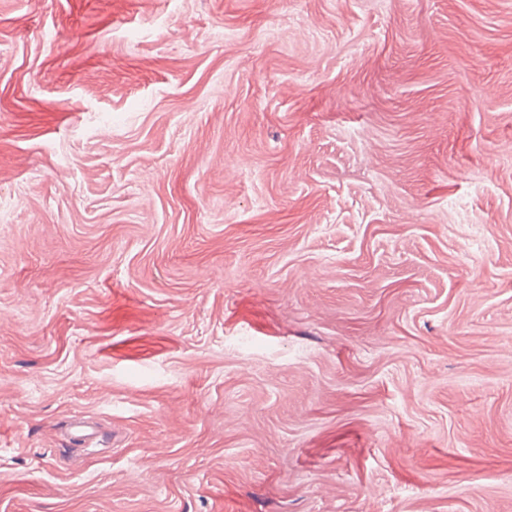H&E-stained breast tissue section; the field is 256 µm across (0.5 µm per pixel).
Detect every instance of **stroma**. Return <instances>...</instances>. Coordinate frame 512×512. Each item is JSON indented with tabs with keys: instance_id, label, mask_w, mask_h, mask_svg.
Instances as JSON below:
<instances>
[{
	"instance_id": "35a3bbf8",
	"label": "stroma",
	"mask_w": 512,
	"mask_h": 512,
	"mask_svg": "<svg viewBox=\"0 0 512 512\" xmlns=\"http://www.w3.org/2000/svg\"><path fill=\"white\" fill-rule=\"evenodd\" d=\"M512 0H0V512H512Z\"/></svg>"
}]
</instances>
